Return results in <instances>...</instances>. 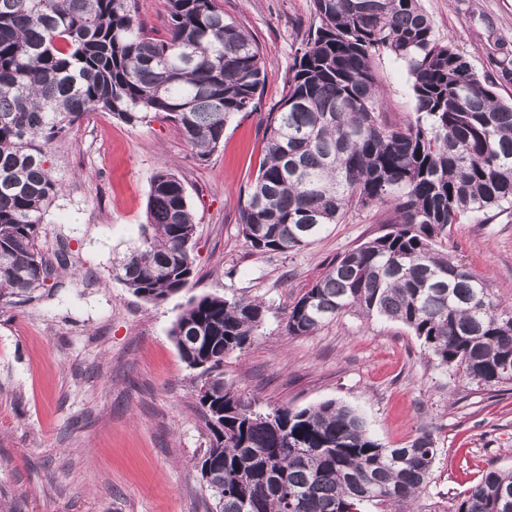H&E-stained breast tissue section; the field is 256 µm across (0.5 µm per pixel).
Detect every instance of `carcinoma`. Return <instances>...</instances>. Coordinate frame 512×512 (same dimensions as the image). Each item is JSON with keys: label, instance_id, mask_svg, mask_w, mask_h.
<instances>
[{"label": "carcinoma", "instance_id": "carcinoma-1", "mask_svg": "<svg viewBox=\"0 0 512 512\" xmlns=\"http://www.w3.org/2000/svg\"><path fill=\"white\" fill-rule=\"evenodd\" d=\"M319 24L295 49L267 113L266 159L240 212L257 254L286 255L356 208L386 207V231L345 252L288 309L289 336L345 315L407 327L438 365L480 386L512 384V307L438 249L452 227L512 211V102L436 34L419 0H313ZM406 62L415 116L387 119L375 57ZM258 44L216 0H169L168 37L138 0H0V305L65 269L39 248L61 190L49 146L91 111L172 123L200 161L230 117L256 108ZM196 223L181 179L151 180L141 240L112 274L151 303L195 273ZM258 299L192 297L170 336L201 385L212 438L197 462L212 512H512V470L487 471L441 510L426 502L437 455L422 432L388 448L348 405L263 409L224 383V357L251 345Z\"/></svg>", "mask_w": 512, "mask_h": 512}]
</instances>
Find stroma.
<instances>
[{
	"label": "stroma",
	"instance_id": "1",
	"mask_svg": "<svg viewBox=\"0 0 512 512\" xmlns=\"http://www.w3.org/2000/svg\"><path fill=\"white\" fill-rule=\"evenodd\" d=\"M261 49L257 111L230 118L223 143L198 161L176 128L130 125L99 109L51 148L62 190L40 247L72 262L60 284L0 308V512H207L195 467L210 433L199 381L171 326L190 297L256 298L269 308L252 345L224 359V381L261 406L349 405L398 447L420 431L437 448L426 498L449 502L486 471L512 468V389L487 390L439 366L402 324L346 315L313 334L284 331L288 308L337 256L379 234L376 210L350 213L287 255L250 251L239 216L265 159L263 117L283 96L293 54L317 23L312 0H218ZM437 34L512 97V0H421ZM389 117H412L404 62L375 58ZM173 169L197 224L196 275L151 304L113 278L140 242L150 180ZM443 248L512 302V213L454 225Z\"/></svg>",
	"mask_w": 512,
	"mask_h": 512
}]
</instances>
